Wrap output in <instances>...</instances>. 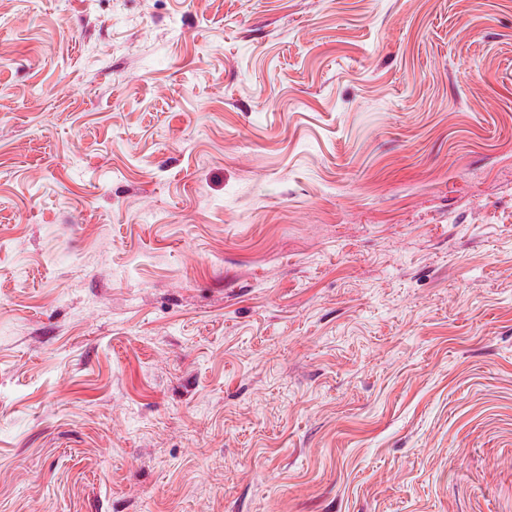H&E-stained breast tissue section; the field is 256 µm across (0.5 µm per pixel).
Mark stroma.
Segmentation results:
<instances>
[{"instance_id":"obj_1","label":"stroma","mask_w":512,"mask_h":512,"mask_svg":"<svg viewBox=\"0 0 512 512\" xmlns=\"http://www.w3.org/2000/svg\"><path fill=\"white\" fill-rule=\"evenodd\" d=\"M0 512H512V0H0Z\"/></svg>"}]
</instances>
